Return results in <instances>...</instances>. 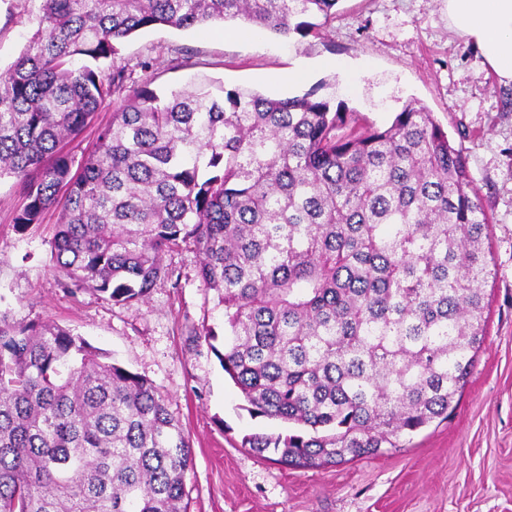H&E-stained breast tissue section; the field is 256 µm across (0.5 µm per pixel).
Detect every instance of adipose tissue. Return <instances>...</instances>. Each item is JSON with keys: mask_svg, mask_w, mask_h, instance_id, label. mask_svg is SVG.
<instances>
[{"mask_svg": "<svg viewBox=\"0 0 512 512\" xmlns=\"http://www.w3.org/2000/svg\"><path fill=\"white\" fill-rule=\"evenodd\" d=\"M448 23L480 51L500 82L512 84V0H447Z\"/></svg>", "mask_w": 512, "mask_h": 512, "instance_id": "1", "label": "adipose tissue"}]
</instances>
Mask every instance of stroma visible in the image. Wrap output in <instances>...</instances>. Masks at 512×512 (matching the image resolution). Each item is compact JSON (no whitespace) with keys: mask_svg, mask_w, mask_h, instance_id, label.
Returning <instances> with one entry per match:
<instances>
[{"mask_svg":"<svg viewBox=\"0 0 512 512\" xmlns=\"http://www.w3.org/2000/svg\"><path fill=\"white\" fill-rule=\"evenodd\" d=\"M40 0H0V73L22 53ZM242 22L141 30L113 65L167 93L200 81L272 98L334 96L361 123L389 125L410 101L432 112L462 155L491 220L494 276L486 286V336L450 417L401 437L400 448L320 468H287L242 445L245 435L286 432L251 416L216 355L224 308L197 277L186 248L167 256L171 279L142 302L61 288L50 240L58 214L16 231L25 200L0 180V313L51 320L152 380L188 435V512H512V85L448 24L446 0H339L306 35L243 36ZM304 70V81L289 73ZM213 330L215 341L192 342Z\"/></svg>","mask_w":512,"mask_h":512,"instance_id":"stroma-1","label":"stroma"}]
</instances>
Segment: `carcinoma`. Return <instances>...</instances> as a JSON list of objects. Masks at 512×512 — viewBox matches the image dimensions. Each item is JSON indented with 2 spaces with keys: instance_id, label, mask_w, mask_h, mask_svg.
Returning a JSON list of instances; mask_svg holds the SVG:
<instances>
[{
  "instance_id": "1",
  "label": "carcinoma",
  "mask_w": 512,
  "mask_h": 512,
  "mask_svg": "<svg viewBox=\"0 0 512 512\" xmlns=\"http://www.w3.org/2000/svg\"><path fill=\"white\" fill-rule=\"evenodd\" d=\"M338 0H41L0 77V178L19 231L59 212L65 288L141 302L182 246L224 306V373L288 432L243 445L320 467L401 447L448 417L486 334L489 219L425 107L354 125L314 91L209 82L166 97L105 60L134 33L239 19L303 35ZM94 149L63 151L112 96ZM189 441L147 377L53 321L0 316V512H186Z\"/></svg>"
}]
</instances>
